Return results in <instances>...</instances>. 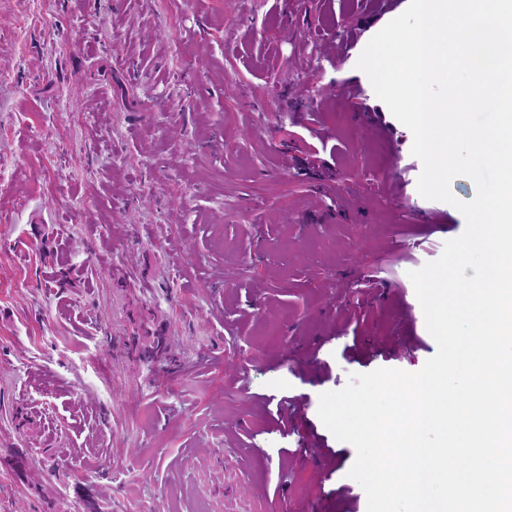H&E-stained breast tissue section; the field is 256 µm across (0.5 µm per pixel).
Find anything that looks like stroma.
Listing matches in <instances>:
<instances>
[{"instance_id":"35a3bbf8","label":"stroma","mask_w":512,"mask_h":512,"mask_svg":"<svg viewBox=\"0 0 512 512\" xmlns=\"http://www.w3.org/2000/svg\"><path fill=\"white\" fill-rule=\"evenodd\" d=\"M408 5L0 0V512H367L319 396L466 227L356 67Z\"/></svg>"}]
</instances>
